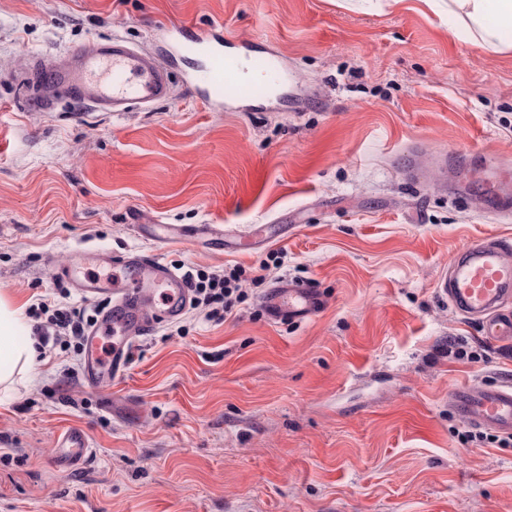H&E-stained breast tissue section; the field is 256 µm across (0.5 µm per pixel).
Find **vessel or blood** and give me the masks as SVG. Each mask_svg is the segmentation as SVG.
<instances>
[{
    "label": "vessel or blood",
    "mask_w": 512,
    "mask_h": 512,
    "mask_svg": "<svg viewBox=\"0 0 512 512\" xmlns=\"http://www.w3.org/2000/svg\"><path fill=\"white\" fill-rule=\"evenodd\" d=\"M169 35L174 47L164 59L118 37L37 59L32 65L33 110H50L58 89L97 112H130L166 101L171 96L169 71L186 50L203 57L184 80L209 110L255 97V86L244 77L251 61L248 40L228 47L221 33L195 36L182 24L170 25ZM449 181L480 185L483 198L496 203L500 214L512 213V164L488 161L474 169L458 158L449 164ZM132 230L160 245L205 244L227 253L249 251L281 236L277 224H258L237 236L220 224H136ZM57 274L80 298L100 306L83 352V384L91 390L120 378L138 337L153 333L160 322L180 318L190 304L185 274L153 251H85L78 262L59 266ZM437 293L457 313L478 321L488 343L512 347L511 239L486 237L467 244L440 278ZM262 305L271 321L301 323L320 313L324 300L316 284L285 278L267 291ZM448 403L473 425L512 434L511 383L459 387L450 392ZM57 446L59 461L69 466L92 453L88 435L78 427L60 435Z\"/></svg>",
    "instance_id": "obj_1"
}]
</instances>
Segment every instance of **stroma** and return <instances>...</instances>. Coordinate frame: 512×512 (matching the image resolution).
I'll list each match as a JSON object with an SVG mask.
<instances>
[{"label":"stroma","mask_w":512,"mask_h":512,"mask_svg":"<svg viewBox=\"0 0 512 512\" xmlns=\"http://www.w3.org/2000/svg\"><path fill=\"white\" fill-rule=\"evenodd\" d=\"M253 39L289 78L209 112L170 101L96 112L26 107L35 58L120 36L163 52L164 24ZM512 160V51L457 39L446 0H0V292L79 306L55 270L87 249L149 250L133 214L287 235L236 254L169 245L172 266L315 283L323 311L270 323L252 288L225 321L187 310L102 392L83 354L49 342L0 402V512H512V444H474L448 404L462 383H512L436 292L469 242L512 237L440 183L437 156ZM464 342L472 359L457 358ZM83 428L82 464L56 440ZM58 459L72 467L83 463L92 453L91 442L85 431L72 427L57 438Z\"/></svg>","instance_id":"stroma-1"}]
</instances>
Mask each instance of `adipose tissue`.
Here are the masks:
<instances>
[{
	"instance_id": "1",
	"label": "adipose tissue",
	"mask_w": 512,
	"mask_h": 512,
	"mask_svg": "<svg viewBox=\"0 0 512 512\" xmlns=\"http://www.w3.org/2000/svg\"><path fill=\"white\" fill-rule=\"evenodd\" d=\"M459 39L493 53L512 51V0H448ZM21 311L0 294V392L9 393L24 380L40 349Z\"/></svg>"
}]
</instances>
